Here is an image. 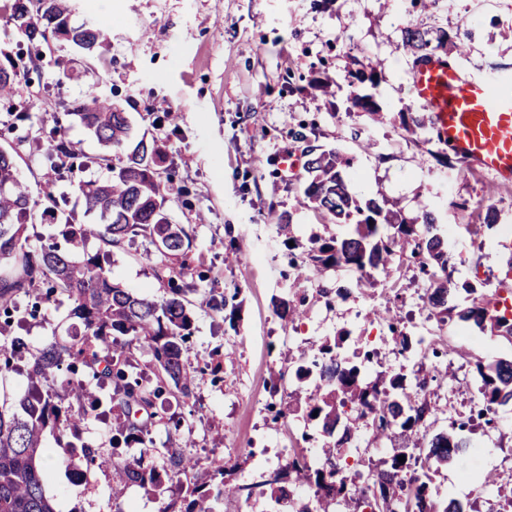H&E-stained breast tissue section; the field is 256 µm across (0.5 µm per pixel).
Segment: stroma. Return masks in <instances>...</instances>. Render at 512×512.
<instances>
[{"label":"stroma","instance_id":"1","mask_svg":"<svg viewBox=\"0 0 512 512\" xmlns=\"http://www.w3.org/2000/svg\"><path fill=\"white\" fill-rule=\"evenodd\" d=\"M72 24H97L111 34L112 63L67 47L46 55L31 80L14 87L13 102L25 103L29 117L16 122L0 104V149H17L19 177L34 200L52 185L58 211L80 224H94L78 185L111 177L109 166L95 163L106 148L68 104L82 100L90 86L127 112L135 138L157 139L167 153L174 177L163 183L171 223L184 225L192 252L202 258V288L217 287L226 299L225 320L193 306L188 342L195 375L194 395L181 404L180 431L153 432L156 445L179 444L200 466L162 489L132 486L125 493L136 512H164L169 503L185 508L193 483L205 477L206 464L224 458L231 485L259 482L284 466L291 449L318 453L320 441L303 442L304 395L296 391L295 370L303 355L323 342L345 336L341 354L353 360V337L368 338L379 350L380 368L416 383V362L398 356L399 336L375 311L391 309L410 336L450 339L470 352L486 347L496 357H511L512 343L485 335L481 344L463 338L458 320L438 324L424 296L426 277L405 257L393 258L376 284L342 300L339 285L353 280L345 269L319 271L303 265L316 237L339 233L329 217L304 199V170L281 168L282 155L301 159L302 143L292 131L314 124L315 144L351 157L355 187L363 197L385 195L397 201L412 221L430 211L448 239V273L456 284L482 283L488 291L512 295V185L497 184L488 174L468 171L460 160L438 162L445 153L430 124L406 130L401 114L423 118L410 81L412 59L401 47V30L422 27L463 32L465 49L457 60L482 79L512 71V0H437L424 10L412 0H70ZM372 63L377 86L362 85L382 109L379 121L353 111L347 72ZM329 79L333 97L312 94L308 82ZM72 144L79 165L56 178L45 156L52 131ZM488 200L496 207L493 226L460 210V201ZM289 220L280 232L279 217ZM241 245L248 259L238 260ZM148 239L114 250L109 259L115 279L125 287L162 299L167 294L154 276L156 259ZM300 309L285 322L278 302ZM69 301L56 296L42 303L37 317L12 327L29 350L64 336ZM220 364L212 375L211 364ZM445 381L429 434L446 433L467 412L478 380L472 366L457 368ZM286 410L274 419L273 409ZM83 429L99 455L89 482L71 478L65 449L47 438L59 465L50 490L57 512H113L111 476L116 462L104 423L89 419ZM468 439L477 455L440 467L433 484L441 494L468 502L472 512H512V413L498 428L474 426ZM497 476L496 485L481 480Z\"/></svg>","mask_w":512,"mask_h":512}]
</instances>
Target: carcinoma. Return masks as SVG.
Here are the masks:
<instances>
[{
	"label": "carcinoma",
	"instance_id": "obj_1",
	"mask_svg": "<svg viewBox=\"0 0 512 512\" xmlns=\"http://www.w3.org/2000/svg\"><path fill=\"white\" fill-rule=\"evenodd\" d=\"M0 13L13 21L18 34L34 49L28 61L35 69L42 60L40 45L48 31L62 44L96 58L101 66L111 64L106 30L97 25H70L68 0H48L41 15L36 13L34 0H4ZM458 39L446 30H424L412 23L402 30L403 49L417 61L446 44L454 43L463 51ZM27 73V68L14 62L0 65V100L10 98L16 80ZM71 110L108 148L119 150L130 139L126 113L93 88ZM291 136L304 143L309 175L305 198L315 210L347 226L341 237L314 240L310 260L316 266L352 270L357 274L355 289L360 291L373 284L372 272H386L393 257L408 254L430 280L427 303L439 323H447L455 311L464 323L512 339V310L493 309L483 289L471 282L459 287L448 279V240L436 231L431 212H423L420 225L405 223L386 198L359 197L347 175L350 159L313 144L301 130ZM74 156L65 135L52 133L46 160L54 170L60 175L71 171ZM165 163L162 145L140 139L112 165L111 180L79 185L87 209L97 213L101 223L75 224L62 215L57 233L32 247L25 235L26 222L38 202L16 177L15 156L0 150V313L11 318L15 297L34 294L36 301L30 310L34 316L40 301L64 294L71 301L68 319L71 335L76 337L72 342L55 337L30 354L19 410L0 404V512H56L54 499L45 489L52 475L45 461V434L66 436L89 417L112 415V441L126 447L112 474L115 512H124L120 504L128 486L157 489L164 481L199 466L180 448H165L160 465L154 460L152 428L168 434L179 431L183 420L171 411V399L186 400L193 395L187 348L193 325L189 295L199 292L194 278H203L196 273L197 260L191 256L187 230L171 223L164 210L162 178H171ZM139 235L150 239L159 256L154 275L169 287V295L161 300L123 287L112 279L105 257L85 252L92 238L118 247ZM461 292L469 305L459 310L453 300ZM203 301L213 313L224 315V293L211 288ZM346 340L340 336L322 344L317 354L296 368L297 381L313 385L304 420L321 429L327 441L323 455L315 461L310 463L305 454L296 453L284 468L268 475L262 482L270 490L266 508L290 496L287 483L294 474L312 493L296 512H333L332 506L352 502L367 512H468L462 500L439 497L431 489L439 467L469 451L463 431L474 423L467 416L452 423V432L427 438L426 422L441 400V385L431 387L429 381L447 379L449 370L439 377L423 378L413 388L396 374H379L370 381L367 367L377 358V350L356 353L359 363L350 364L337 351ZM402 348L420 352L423 360L438 359L443 353L460 358L468 355L457 346L443 351L423 337L413 340L405 335ZM137 350L151 353L154 375L140 367ZM25 352L26 343L20 336L1 345L0 375L13 371L15 358ZM475 370L480 378L478 416L494 428L498 414L512 409V360L478 361ZM342 420L343 431L336 438ZM361 425L376 440L399 429L407 443L390 459L354 479L346 475L343 462L345 449L353 445ZM401 455L405 456L403 463L398 460ZM252 490L251 485L227 489L222 483L214 487L196 484L186 512H215L213 503L224 495L249 498Z\"/></svg>",
	"mask_w": 512,
	"mask_h": 512
}]
</instances>
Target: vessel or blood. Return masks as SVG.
Returning a JSON list of instances; mask_svg holds the SVG:
<instances>
[{
	"label": "vessel or blood",
	"mask_w": 512,
	"mask_h": 512,
	"mask_svg": "<svg viewBox=\"0 0 512 512\" xmlns=\"http://www.w3.org/2000/svg\"><path fill=\"white\" fill-rule=\"evenodd\" d=\"M430 113L437 141L467 167L512 181V75L473 79L456 63L433 55L410 73Z\"/></svg>",
	"instance_id": "1"
}]
</instances>
